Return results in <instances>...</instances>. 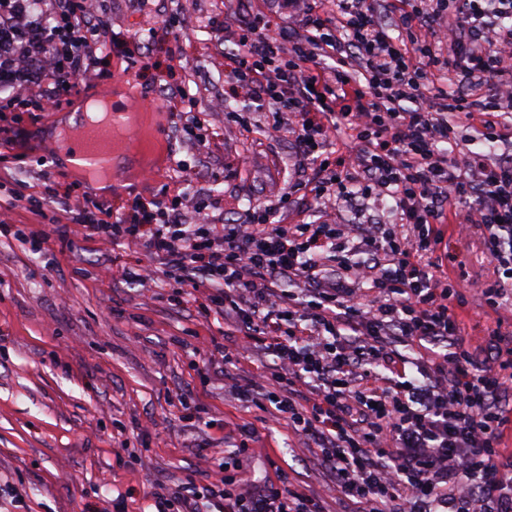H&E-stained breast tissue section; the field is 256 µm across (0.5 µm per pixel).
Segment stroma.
Here are the masks:
<instances>
[{
  "instance_id": "stroma-1",
  "label": "stroma",
  "mask_w": 512,
  "mask_h": 512,
  "mask_svg": "<svg viewBox=\"0 0 512 512\" xmlns=\"http://www.w3.org/2000/svg\"><path fill=\"white\" fill-rule=\"evenodd\" d=\"M280 4L99 0L112 35L136 38L139 50L132 61L107 56L77 96L111 89L126 119L145 128L138 150L116 153L111 187L92 186L55 149L64 112L0 107V137L21 142L0 146V205L13 218L0 226V512H156L160 487L207 484L202 447L251 482L284 468L327 512H341L329 473L285 426L265 433L269 450L240 447L236 425H260L264 413L225 399L224 377L209 363L203 340L223 338V320L179 301L166 273L150 297L120 279L122 268L154 264L146 245L56 233L67 203L117 208L181 191L206 206L211 223L236 224L287 192L293 140L273 135L274 105L225 93L238 19L254 10L298 29ZM181 89L192 108L177 105ZM233 112L250 113V125L228 122ZM48 179L60 199L45 196ZM447 264L465 272L459 321L468 343L481 345L496 323L512 326V295L496 310L479 299L493 278L481 229L449 239Z\"/></svg>"
}]
</instances>
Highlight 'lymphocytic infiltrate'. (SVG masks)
Wrapping results in <instances>:
<instances>
[{"label": "lymphocytic infiltrate", "instance_id": "f902f5d3", "mask_svg": "<svg viewBox=\"0 0 512 512\" xmlns=\"http://www.w3.org/2000/svg\"><path fill=\"white\" fill-rule=\"evenodd\" d=\"M87 0H0V91L38 109H62L92 76L93 41L109 22ZM302 31L285 37L261 13L235 37L230 93L269 98L288 114L298 178L288 198L249 208L236 224L198 228L184 209L136 200L133 213L66 206L70 223L106 242L146 244L156 266L121 269L150 290L157 266L200 295L204 315L239 333L210 339L224 395L284 422L328 467L348 512H512V333L484 349L460 335L468 304L444 272L447 236L476 226L495 277L490 309L512 288V0H390L389 32L376 0H282ZM466 93L427 96L429 68ZM490 94L477 93L478 83ZM472 118L485 151L464 149L455 122ZM344 138L337 155L327 142ZM392 198L396 227L340 224L339 205L364 210ZM423 347L413 363L404 348ZM272 361L251 375L242 360ZM324 512L286 470L257 486L226 481L158 493L157 512Z\"/></svg>", "mask_w": 512, "mask_h": 512}]
</instances>
